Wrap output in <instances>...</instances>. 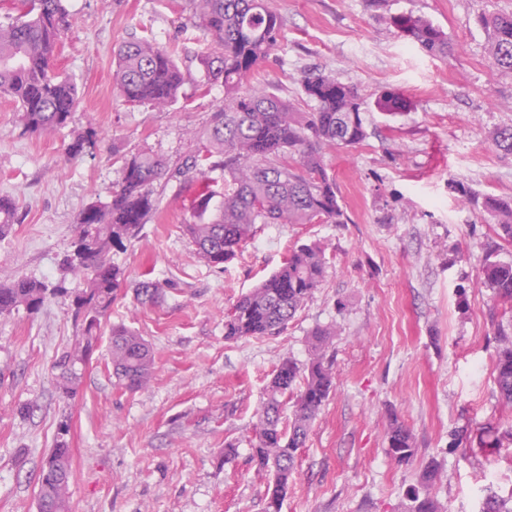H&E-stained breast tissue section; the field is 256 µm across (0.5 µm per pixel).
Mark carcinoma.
Instances as JSON below:
<instances>
[{"label":"carcinoma","mask_w":512,"mask_h":512,"mask_svg":"<svg viewBox=\"0 0 512 512\" xmlns=\"http://www.w3.org/2000/svg\"><path fill=\"white\" fill-rule=\"evenodd\" d=\"M195 27L211 37L214 50L200 59L211 83L224 84V104L196 132L199 147L172 166L151 152L123 160L121 180L111 199L89 205L81 214L72 249L62 271L80 277L83 288L74 293L71 311L76 327L71 346L62 350L54 368L65 398L79 389L83 370L99 339L125 278L112 263V250L141 238L145 224L160 205L159 188L176 181L195 192L192 215L184 225L199 258L222 269L257 232L259 224H343V207L336 179L323 156L326 148L354 147L367 138L362 118L364 101L356 86L321 70L306 72L300 83L307 107L279 97L268 87L251 83L259 65L275 49L283 21L273 0H188ZM16 15L0 24V96L20 111L23 131L42 133L71 122L79 103L75 83L54 67L57 46L70 26L63 0H18ZM479 24L489 33V65L512 74V14H481ZM397 37L410 40L428 55L448 57V34L421 16L394 19ZM113 80L126 102L165 108L178 98L189 78L173 53L150 40L123 43L116 52ZM376 106L394 112L404 106L393 92ZM495 148L512 154V125L493 135ZM96 145V132L75 134L67 157L76 159ZM224 172V186L206 181L207 174ZM454 190L494 224V235L512 245V197L479 196L462 183ZM15 200L0 196V238L13 232ZM327 259L315 243L291 250L283 265L242 295L224 315V339L272 336L295 318L326 276ZM480 284L489 289L503 310L512 309V260L488 253L480 263ZM161 285L144 278L137 298L154 303ZM68 295L64 281L50 287L23 276L0 272V316L19 308L39 312L51 296ZM335 330L317 326L308 335L309 359L282 361L266 387L259 411L257 440L250 462L271 476L265 493V512L281 505L297 470L302 449L321 408L335 387L326 352ZM112 374L120 385L134 390L151 376L153 358L147 342L123 324L111 328ZM495 383L499 400L512 405V319L497 331ZM293 400V417L281 426L283 398ZM68 424L58 427L55 448L43 461L38 477V501L69 512L71 461L65 439ZM388 453L398 462L411 459L415 442L410 430L394 417L387 431ZM436 472L427 468L401 512H443L432 494Z\"/></svg>","instance_id":"cac0c4a2"}]
</instances>
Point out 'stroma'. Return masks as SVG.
<instances>
[{
  "label": "stroma",
  "instance_id": "stroma-1",
  "mask_svg": "<svg viewBox=\"0 0 512 512\" xmlns=\"http://www.w3.org/2000/svg\"><path fill=\"white\" fill-rule=\"evenodd\" d=\"M186 2L65 0L72 24L55 67L78 86L69 126L25 133L15 104L0 97V195L15 199L19 218L0 239L1 270L80 289L60 263L82 211L109 201L123 156L149 151L173 164L196 149L191 133L223 103L224 88L204 80L199 57L212 41ZM275 6L282 37L255 82L296 103L303 72L319 68L356 85L365 103L369 138L324 152L347 223L260 225L217 270L182 229L192 193L169 183L144 238L112 254L127 280L110 320L142 336L154 357L150 381L134 391L115 383L105 330L76 397L60 396L53 363L75 333L68 298L0 316V512H37L40 464L64 419L71 512H263L267 478L249 462L257 409L283 359L306 362L307 335L319 325L336 328V386L281 512H397L430 465L445 512H479L491 492L512 500V447L479 444L483 426L512 429L493 374L501 308L477 283L493 231L452 189L512 196V155L492 143L512 124V74L488 66V33L477 22L512 13V0ZM410 13L443 28L448 57L395 37L393 19ZM141 38L174 50L190 74L163 110L128 104L113 82L118 47ZM389 91L407 108L378 110ZM90 126L100 134L95 149L68 159L73 133ZM303 243L319 244L328 261L313 297L276 335L225 340V311ZM146 272L162 285L154 304L135 297ZM394 417L415 441L406 463L387 451Z\"/></svg>",
  "mask_w": 512,
  "mask_h": 512
}]
</instances>
